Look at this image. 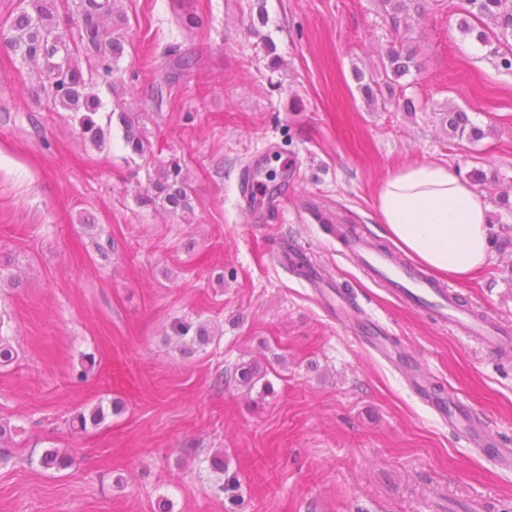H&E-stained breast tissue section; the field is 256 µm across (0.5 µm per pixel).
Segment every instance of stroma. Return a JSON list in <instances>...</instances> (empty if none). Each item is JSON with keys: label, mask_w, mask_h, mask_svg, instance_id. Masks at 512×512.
Returning <instances> with one entry per match:
<instances>
[{"label": "stroma", "mask_w": 512, "mask_h": 512, "mask_svg": "<svg viewBox=\"0 0 512 512\" xmlns=\"http://www.w3.org/2000/svg\"><path fill=\"white\" fill-rule=\"evenodd\" d=\"M421 3L406 32L420 70L403 95L371 101L363 86L396 37L378 0H185L192 27L172 0H115L124 52L116 82L96 85L98 148L5 45L29 0H0V334L17 351L0 366V424L22 430L0 465V512H512V470L469 448L281 259L287 244L311 256L389 348L512 448V357L399 301L333 232L352 224L391 248L374 197L409 163L512 186V69L459 32L460 0ZM170 50L191 68L159 67ZM451 105L482 140L448 138ZM120 112L146 156L126 147ZM173 159L192 205L182 216L143 201ZM253 166L288 184L286 208L261 224L240 200ZM497 192L483 190L498 218L487 267L447 286L512 325V211ZM178 321L205 325L210 343L182 354ZM249 362L266 370L250 389L234 376ZM98 404L105 422L72 433L71 417ZM47 448L73 465L43 470Z\"/></svg>", "instance_id": "obj_1"}]
</instances>
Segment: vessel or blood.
<instances>
[{
  "mask_svg": "<svg viewBox=\"0 0 512 512\" xmlns=\"http://www.w3.org/2000/svg\"><path fill=\"white\" fill-rule=\"evenodd\" d=\"M344 248L366 273L389 287L404 304L452 324L463 336L475 339L497 353L512 354V327L475 316L458 303L444 283L418 273L416 267L407 261L380 252L372 243L362 239L355 228H348ZM310 284L323 305L336 317L347 314V305L334 294L324 278L311 279ZM361 326L371 348L385 358H392L393 353L386 345L379 323L365 318ZM399 367L404 371L410 389L447 421L449 427L464 430L471 447L491 453L502 464H512V448L501 447L485 423L458 395H449L444 402L436 400L430 392L427 375L411 357H403Z\"/></svg>",
  "mask_w": 512,
  "mask_h": 512,
  "instance_id": "b4317fda",
  "label": "vessel or blood"
}]
</instances>
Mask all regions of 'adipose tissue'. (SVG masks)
<instances>
[{
    "label": "adipose tissue",
    "instance_id": "adipose-tissue-1",
    "mask_svg": "<svg viewBox=\"0 0 512 512\" xmlns=\"http://www.w3.org/2000/svg\"><path fill=\"white\" fill-rule=\"evenodd\" d=\"M374 206L385 236L435 274L466 283L490 259V206L453 165L416 162L388 174Z\"/></svg>",
    "mask_w": 512,
    "mask_h": 512
}]
</instances>
